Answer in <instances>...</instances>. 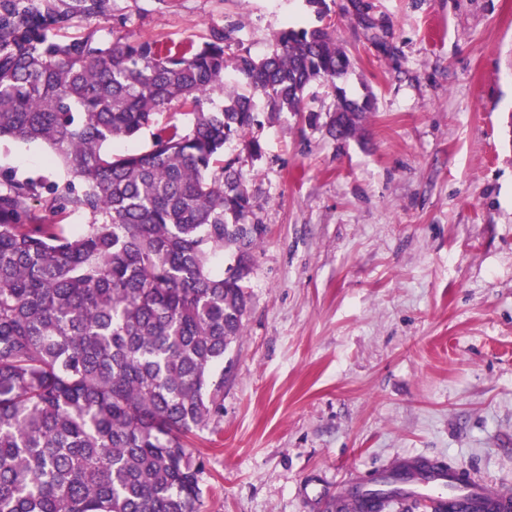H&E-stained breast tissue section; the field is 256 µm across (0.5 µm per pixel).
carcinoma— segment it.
I'll return each mask as SVG.
<instances>
[{"label": "carcinoma", "mask_w": 512, "mask_h": 512, "mask_svg": "<svg viewBox=\"0 0 512 512\" xmlns=\"http://www.w3.org/2000/svg\"><path fill=\"white\" fill-rule=\"evenodd\" d=\"M104 0H0V139L39 141L69 179L42 184L3 174L0 187V512H199L204 464L185 444L220 415L224 355L242 333L261 237L236 139L262 157L256 100L268 112L305 111L316 81L336 109L310 125L345 143L370 98L336 81L351 61L324 26H287L273 50L234 55L233 30L198 46L92 35L64 40ZM219 93L224 104L207 106ZM188 128H155L151 146H110L154 128L172 100ZM82 214L73 234L42 210ZM230 263L216 272L213 260ZM410 474L356 487L359 512H384Z\"/></svg>", "instance_id": "1"}]
</instances>
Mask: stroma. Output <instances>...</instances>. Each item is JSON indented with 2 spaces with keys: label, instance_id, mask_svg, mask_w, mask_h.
Here are the masks:
<instances>
[{
  "label": "stroma",
  "instance_id": "obj_1",
  "mask_svg": "<svg viewBox=\"0 0 512 512\" xmlns=\"http://www.w3.org/2000/svg\"><path fill=\"white\" fill-rule=\"evenodd\" d=\"M62 37L172 47L236 27L251 55L304 0H105ZM373 96L359 138L259 111L239 157L266 231L222 412L188 447L200 512H331L349 473L420 455L512 492V0H326ZM63 181L40 142L0 141V173Z\"/></svg>",
  "mask_w": 512,
  "mask_h": 512
}]
</instances>
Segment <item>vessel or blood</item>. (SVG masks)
I'll list each match as a JSON object with an SVG mask.
<instances>
[{"label":"vessel or blood","mask_w":512,"mask_h":512,"mask_svg":"<svg viewBox=\"0 0 512 512\" xmlns=\"http://www.w3.org/2000/svg\"><path fill=\"white\" fill-rule=\"evenodd\" d=\"M404 491L426 499L432 512H445L451 505L459 512H512V494L455 466L429 465L427 477L409 483Z\"/></svg>","instance_id":"b4317fda"}]
</instances>
